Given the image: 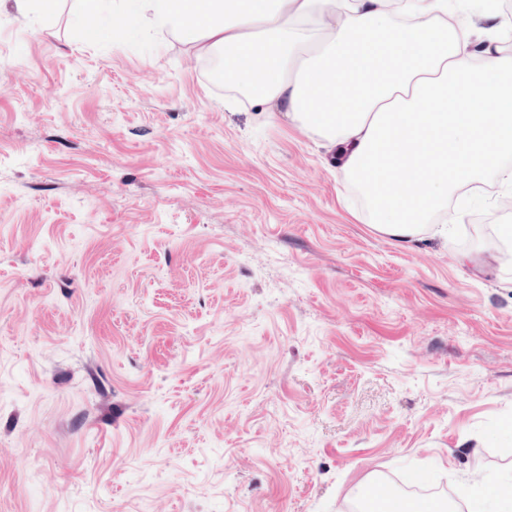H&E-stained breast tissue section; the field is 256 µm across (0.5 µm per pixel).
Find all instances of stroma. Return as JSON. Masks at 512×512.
<instances>
[{"mask_svg":"<svg viewBox=\"0 0 512 512\" xmlns=\"http://www.w3.org/2000/svg\"><path fill=\"white\" fill-rule=\"evenodd\" d=\"M0 14V512H355L512 475V262L379 234L176 39Z\"/></svg>","mask_w":512,"mask_h":512,"instance_id":"35a3bbf8","label":"stroma"}]
</instances>
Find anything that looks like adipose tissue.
I'll return each instance as SVG.
<instances>
[{
  "instance_id": "ef3b65f1",
  "label": "adipose tissue",
  "mask_w": 512,
  "mask_h": 512,
  "mask_svg": "<svg viewBox=\"0 0 512 512\" xmlns=\"http://www.w3.org/2000/svg\"><path fill=\"white\" fill-rule=\"evenodd\" d=\"M83 42L119 40L123 20L197 58L224 83L338 149L370 222L417 242L451 199L512 188V22L484 0H77ZM471 500L512 512V477H474Z\"/></svg>"
}]
</instances>
